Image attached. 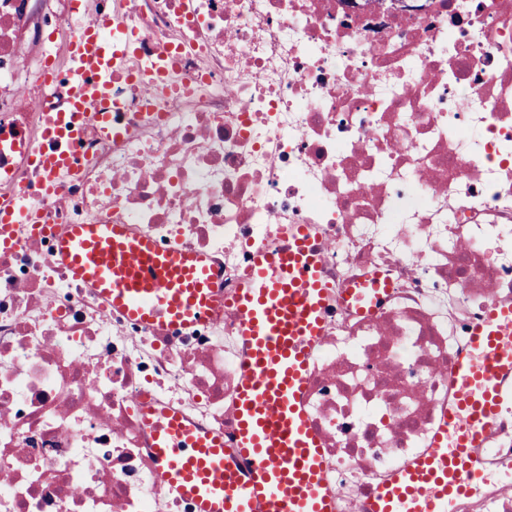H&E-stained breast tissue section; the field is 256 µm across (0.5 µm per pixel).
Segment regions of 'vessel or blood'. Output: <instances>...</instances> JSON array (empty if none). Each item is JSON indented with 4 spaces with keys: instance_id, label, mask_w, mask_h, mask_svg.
<instances>
[{
    "instance_id": "obj_1",
    "label": "vessel or blood",
    "mask_w": 512,
    "mask_h": 512,
    "mask_svg": "<svg viewBox=\"0 0 512 512\" xmlns=\"http://www.w3.org/2000/svg\"><path fill=\"white\" fill-rule=\"evenodd\" d=\"M74 5L83 24L68 48L69 103L45 135H75L91 123L108 138L112 115L100 104L112 95V25L85 19L87 0ZM31 160L47 174L45 196H54L57 176L71 167L68 156L39 147ZM34 219L23 194L1 199L0 245L11 242L13 225ZM55 255L73 279L145 325H195L220 301L206 259L132 237L119 224L73 225L57 239ZM328 292L320 253L305 233L278 253H257L233 301L248 349L236 392V447L225 448L178 414L154 417L161 479L195 512H336L322 448L303 409L310 353L327 326ZM469 347L455 364V402L433 447L395 471L368 512H448L449 502L479 481L470 448L496 418L499 377L512 372V307H493L472 329Z\"/></svg>"
}]
</instances>
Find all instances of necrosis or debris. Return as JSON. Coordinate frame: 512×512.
<instances>
[{
    "label": "necrosis or debris",
    "instance_id": "4bbe7bcc",
    "mask_svg": "<svg viewBox=\"0 0 512 512\" xmlns=\"http://www.w3.org/2000/svg\"><path fill=\"white\" fill-rule=\"evenodd\" d=\"M95 0L136 36L112 69L108 142H56L57 198L30 164L67 92L71 0H0V197L26 192L48 233L0 249V512H194L161 481L143 410L234 445L243 356L231 301L253 256L299 230L331 284L305 409L336 512H364L430 447L453 370L492 305L512 306V0ZM175 70L159 76L165 57ZM50 81L18 91L24 63ZM207 257L226 305L161 330L56 262L72 224ZM381 278L372 313L350 288ZM471 454L487 478L448 512H512V374Z\"/></svg>",
    "mask_w": 512,
    "mask_h": 512
}]
</instances>
